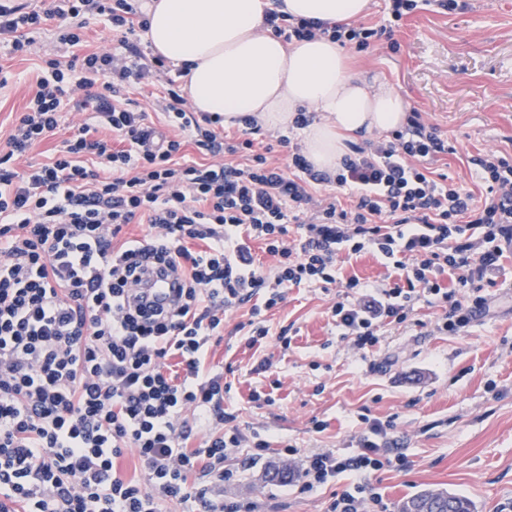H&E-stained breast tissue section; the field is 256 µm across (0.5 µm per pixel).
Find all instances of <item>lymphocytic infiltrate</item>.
<instances>
[{
  "mask_svg": "<svg viewBox=\"0 0 512 512\" xmlns=\"http://www.w3.org/2000/svg\"><path fill=\"white\" fill-rule=\"evenodd\" d=\"M387 23L366 26L265 12V31L284 42L324 36L367 50L417 10L388 0ZM64 20L0 152V512H259L254 502L212 504L209 488L232 482L224 466L244 442L229 424L223 368L207 365L227 315L250 304L248 347L269 335L262 316L288 290L343 284L331 317L358 348L407 321L427 295L442 309L436 329L458 333L489 305L486 290L512 253V157L474 159L483 204L430 166L449 150L436 126L410 112L390 139L350 145L333 172L315 170L288 135L257 146L246 120L239 139L220 138V116L191 111L175 89L152 109L129 87L163 74L138 35L149 19L139 0H0V40L27 53L46 18ZM117 36L109 50L77 54L89 18ZM162 112L156 125L150 111ZM68 112L84 113L55 157L16 171L11 162L53 135ZM211 162L186 159L187 144ZM285 148L286 163L273 161ZM246 153L244 163L230 156ZM332 187L316 198L313 186ZM131 224L148 225L129 238ZM273 257L260 265L253 243ZM376 256L384 283L339 278V257ZM174 278L169 305L132 302L148 271ZM470 291L462 301L458 289ZM207 424L198 447L192 421ZM392 423L369 421L353 455L306 458L310 490L346 471H377ZM133 449L135 482L116 461Z\"/></svg>",
  "mask_w": 512,
  "mask_h": 512,
  "instance_id": "f902f5d3",
  "label": "lymphocytic infiltrate"
}]
</instances>
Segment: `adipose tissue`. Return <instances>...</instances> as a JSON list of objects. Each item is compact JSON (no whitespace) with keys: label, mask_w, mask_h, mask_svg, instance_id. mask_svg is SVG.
Wrapping results in <instances>:
<instances>
[{"label":"adipose tissue","mask_w":512,"mask_h":512,"mask_svg":"<svg viewBox=\"0 0 512 512\" xmlns=\"http://www.w3.org/2000/svg\"><path fill=\"white\" fill-rule=\"evenodd\" d=\"M283 2L292 16L331 23L362 16L369 4ZM271 6V0H147L143 39L183 68L194 109L221 116L224 125L251 117L266 130L282 131L292 128L298 112H320L321 120L299 131L305 157L320 171H335L357 134L405 124L404 96L352 74L338 44L321 37L286 44L266 33Z\"/></svg>","instance_id":"adipose-tissue-1"}]
</instances>
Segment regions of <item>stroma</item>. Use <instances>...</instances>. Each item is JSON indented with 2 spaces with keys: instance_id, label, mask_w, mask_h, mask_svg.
<instances>
[{
  "instance_id": "stroma-1",
  "label": "stroma",
  "mask_w": 512,
  "mask_h": 512,
  "mask_svg": "<svg viewBox=\"0 0 512 512\" xmlns=\"http://www.w3.org/2000/svg\"><path fill=\"white\" fill-rule=\"evenodd\" d=\"M54 32L47 25L27 54L0 55V67L15 77L0 90V142L26 105L39 48ZM344 53L356 72L400 91L447 138L453 151L433 171L484 199L472 158L512 154V0H466L465 9L447 12L424 5L391 38ZM491 294L488 311L462 335L436 331L441 310L422 296L403 326L386 329L379 344L362 350L340 336L331 318L342 297L338 286L289 290L268 313L272 339L259 349L236 330L250 317L249 305L239 307L207 361L228 369L232 390L224 410L248 445L227 459L236 480L212 486V500H252L262 512H327L334 495L361 481L381 493L387 512L426 488L465 496L475 512H512V288L499 285ZM283 330L291 339L285 350L276 341ZM267 356L271 370L255 374ZM255 390L271 394L272 403L251 401ZM367 417L393 420L405 466L347 472L310 491L295 480L266 481L271 464L285 460L299 472L317 449L349 455ZM258 439L270 447L256 457L250 444ZM287 444L298 450L288 459L281 454Z\"/></svg>"
}]
</instances>
